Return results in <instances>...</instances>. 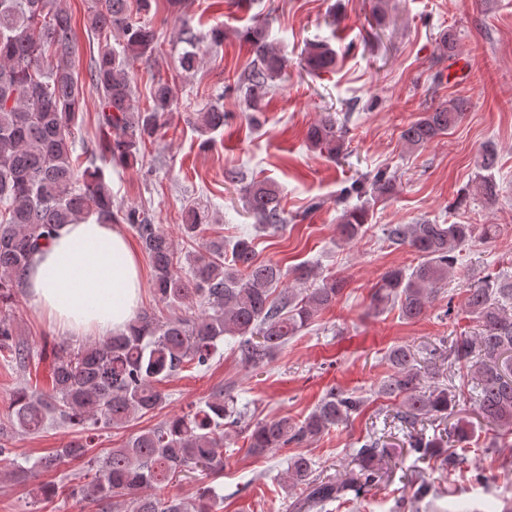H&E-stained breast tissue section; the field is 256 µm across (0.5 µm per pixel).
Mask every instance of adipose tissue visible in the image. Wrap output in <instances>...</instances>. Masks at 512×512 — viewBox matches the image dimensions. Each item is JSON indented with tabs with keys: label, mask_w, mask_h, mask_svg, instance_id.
<instances>
[{
	"label": "adipose tissue",
	"mask_w": 512,
	"mask_h": 512,
	"mask_svg": "<svg viewBox=\"0 0 512 512\" xmlns=\"http://www.w3.org/2000/svg\"><path fill=\"white\" fill-rule=\"evenodd\" d=\"M144 286L141 260L116 224L61 225L32 257L23 287L60 333L106 337L126 330Z\"/></svg>",
	"instance_id": "adipose-tissue-1"
}]
</instances>
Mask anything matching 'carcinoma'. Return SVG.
<instances>
[{
  "instance_id": "1",
  "label": "carcinoma",
  "mask_w": 512,
  "mask_h": 512,
  "mask_svg": "<svg viewBox=\"0 0 512 512\" xmlns=\"http://www.w3.org/2000/svg\"><path fill=\"white\" fill-rule=\"evenodd\" d=\"M151 7L152 0H92L83 18L85 28L98 39L97 52L90 53L88 84L99 96L102 156L121 166L138 163L146 143L161 135L175 98L173 87L160 79L150 88L146 107L135 100L129 62L152 56L157 37L133 13L146 14ZM242 37L253 59L237 91L246 109L260 112L284 74L285 59L268 41L266 23L255 21ZM179 39L187 45L180 67L189 72L200 54L197 36L186 22ZM84 53L63 0H0V357L18 368L29 364L31 350L19 339L11 303L23 287L34 252L62 224L90 216L108 223L117 219L102 169L92 158L81 167L77 154L75 128L84 91L73 66ZM304 63L312 72H328L336 66V51L312 42L304 50ZM465 111L466 102L460 98L442 101L410 121L401 139L409 148L429 145L458 125ZM225 118L224 107L214 104L193 113L187 122L204 136L205 146L207 135L224 128ZM306 138L332 159L345 151L342 131L330 114L311 125ZM496 165V149L483 148L476 163L475 195L488 204L499 197ZM353 190L376 201L395 192L396 179L380 173L356 180ZM243 195L260 231L282 228L280 193L274 183L252 180L243 186ZM122 220L149 258L157 302L173 313L144 309L125 332L76 351L59 345L51 391L19 386L10 394L7 411L0 415V457L13 453L9 439L16 435L68 424L80 428L83 436L30 466L16 464V477L55 469L67 458L83 464L69 481L97 512H223L224 496L212 483L224 470L229 432L244 428L256 454L301 445L360 414L364 396L331 387L301 419L281 415L244 426L234 396L218 390L203 405L131 436L102 458L92 455L100 432L162 407L166 394L158 384L185 368L208 370L226 336L236 339L245 365L265 367L275 351L336 303L345 284L324 276L315 288H290L278 295V285L288 274L304 284L317 279L314 269L299 266L288 272L272 260L261 261L249 238L228 245L222 236L210 238L203 251L183 259L172 238L145 212L128 210ZM367 226L363 201L343 211L337 231L340 239L352 242L365 235ZM181 230L189 240L203 237L209 230L208 212L186 209ZM496 233L494 224L385 225L384 240L411 248L418 261L381 276L371 294L374 310L396 307L402 319L420 320L448 286L461 248ZM465 308L475 323L471 334L441 336L422 350L406 344L392 347L386 355L392 373L379 393L399 400L396 419L407 429L425 418L448 417L467 400L487 424L504 436L512 435V276L498 271L478 279L466 290ZM442 360L448 361V379H462L459 388L440 383L437 362ZM472 437L470 422L459 419L431 438L411 432L407 444L423 458L443 457L454 473L464 458L445 448L465 450ZM387 453L381 439L365 441L356 451L357 468L336 481L316 478L310 457L292 456L287 479L299 489L291 503L293 512H321L345 498L356 508L364 506L366 493L382 477L379 462ZM193 472L200 473L201 483L190 499L150 493Z\"/></svg>"
}]
</instances>
